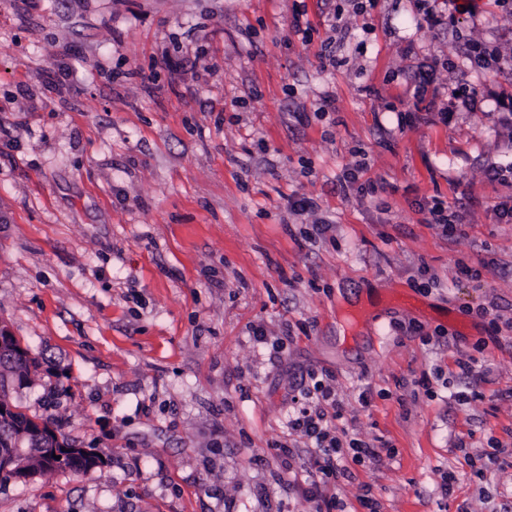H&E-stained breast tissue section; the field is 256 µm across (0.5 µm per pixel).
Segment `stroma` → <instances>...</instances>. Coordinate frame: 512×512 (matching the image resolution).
Wrapping results in <instances>:
<instances>
[{
	"label": "stroma",
	"instance_id": "1",
	"mask_svg": "<svg viewBox=\"0 0 512 512\" xmlns=\"http://www.w3.org/2000/svg\"><path fill=\"white\" fill-rule=\"evenodd\" d=\"M476 3L0 0V321L40 364L9 399L107 460L0 477V512H315L288 417L327 374L378 453L345 460L347 512L512 504V329L479 314L512 320V76L466 59L512 16ZM431 216L429 224H438L442 227L444 233L454 234L462 226V217L457 210H452L450 206H445L443 202L434 200L432 206L428 208Z\"/></svg>",
	"mask_w": 512,
	"mask_h": 512
}]
</instances>
